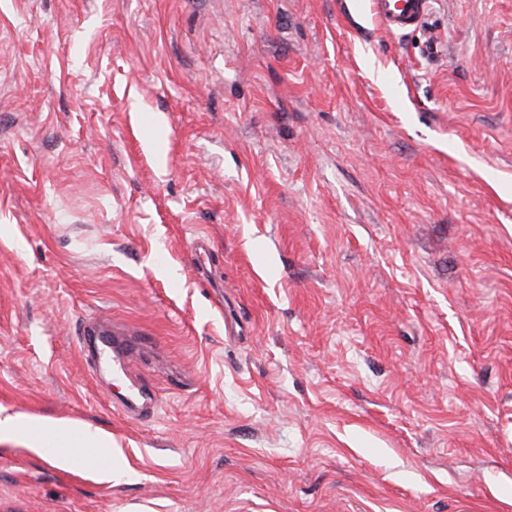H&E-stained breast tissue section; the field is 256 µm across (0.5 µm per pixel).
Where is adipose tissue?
Instances as JSON below:
<instances>
[{"label": "adipose tissue", "instance_id": "1", "mask_svg": "<svg viewBox=\"0 0 512 512\" xmlns=\"http://www.w3.org/2000/svg\"><path fill=\"white\" fill-rule=\"evenodd\" d=\"M18 441L29 448H49L51 462L58 467L68 466L74 448H108L112 445L109 433L71 422L58 421L46 428L39 418L7 411L0 407V442Z\"/></svg>", "mask_w": 512, "mask_h": 512}]
</instances>
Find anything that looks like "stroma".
Instances as JSON below:
<instances>
[{"label": "stroma", "mask_w": 512, "mask_h": 512, "mask_svg": "<svg viewBox=\"0 0 512 512\" xmlns=\"http://www.w3.org/2000/svg\"><path fill=\"white\" fill-rule=\"evenodd\" d=\"M0 407L126 470L0 512H512V0H0ZM368 9L378 27L390 34H405L421 26L434 0H368Z\"/></svg>", "instance_id": "stroma-1"}]
</instances>
